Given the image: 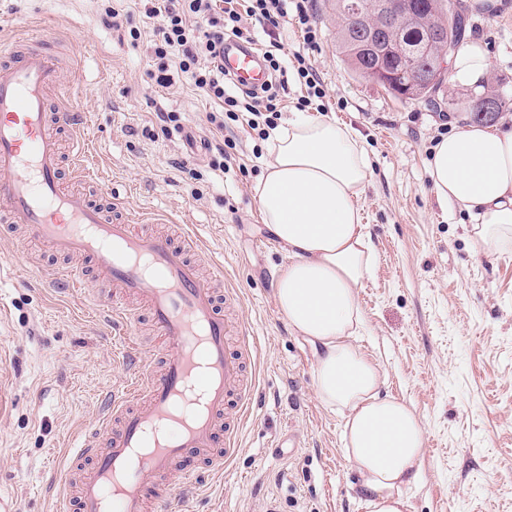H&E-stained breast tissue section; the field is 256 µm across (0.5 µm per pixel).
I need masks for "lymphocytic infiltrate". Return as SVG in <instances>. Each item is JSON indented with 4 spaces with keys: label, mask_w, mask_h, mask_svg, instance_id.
Wrapping results in <instances>:
<instances>
[{
    "label": "lymphocytic infiltrate",
    "mask_w": 512,
    "mask_h": 512,
    "mask_svg": "<svg viewBox=\"0 0 512 512\" xmlns=\"http://www.w3.org/2000/svg\"><path fill=\"white\" fill-rule=\"evenodd\" d=\"M146 18L158 20L151 45L150 75L160 85L186 83L204 96L218 101L221 109L207 115L216 130L228 123L246 121L266 137L275 128L283 109V93L290 77H297L305 93L298 98L304 108L325 96L324 82L311 64L321 30L314 0H142ZM297 26L303 48L294 55L283 53L279 31ZM235 37L264 46V58L275 84L261 93L238 94L224 78L221 55L225 37Z\"/></svg>",
    "instance_id": "1"
}]
</instances>
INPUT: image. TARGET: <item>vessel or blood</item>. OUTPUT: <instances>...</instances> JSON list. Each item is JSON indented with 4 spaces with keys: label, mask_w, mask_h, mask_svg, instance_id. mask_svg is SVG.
Wrapping results in <instances>:
<instances>
[{
    "label": "vessel or blood",
    "mask_w": 512,
    "mask_h": 512,
    "mask_svg": "<svg viewBox=\"0 0 512 512\" xmlns=\"http://www.w3.org/2000/svg\"><path fill=\"white\" fill-rule=\"evenodd\" d=\"M53 44L47 35L35 44L19 36L0 46V232L21 224L54 255L98 259L96 281L124 333L126 368L99 427L66 452L77 470L72 489L60 492V512H168L177 490L199 477L184 468L188 457L220 471L238 451L251 338L240 330L242 349H230L219 301L235 295L217 287L222 263L202 276L190 258L200 249L192 233L175 238L116 218L97 173L63 182V164L81 168L89 144L79 114L65 107L74 82L63 78ZM224 76L246 90L270 73L258 47L229 38ZM140 307L169 347L163 364L134 335Z\"/></svg>",
    "instance_id": "vessel-or-blood-1"
}]
</instances>
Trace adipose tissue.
Segmentation results:
<instances>
[{
	"instance_id": "obj_1",
	"label": "adipose tissue",
	"mask_w": 512,
	"mask_h": 512,
	"mask_svg": "<svg viewBox=\"0 0 512 512\" xmlns=\"http://www.w3.org/2000/svg\"><path fill=\"white\" fill-rule=\"evenodd\" d=\"M450 69L454 82L477 88L490 59L472 41ZM268 151L254 193L288 257L276 280L278 308L294 332L323 348L315 394L344 420V450L359 475L365 512H408L406 491L419 480L426 454L423 421L386 392L382 366L355 342L364 324L358 290L375 258L360 206L368 156L352 128L303 111L271 131ZM430 177L440 202L473 214L472 232L486 251H512V126L473 124L442 137Z\"/></svg>"
}]
</instances>
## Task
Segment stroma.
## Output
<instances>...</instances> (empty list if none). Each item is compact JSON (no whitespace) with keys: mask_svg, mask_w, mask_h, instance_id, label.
<instances>
[{"mask_svg":"<svg viewBox=\"0 0 512 512\" xmlns=\"http://www.w3.org/2000/svg\"><path fill=\"white\" fill-rule=\"evenodd\" d=\"M109 5L129 15V27L106 23ZM316 18L321 113L355 130L370 160L361 204L376 264L359 290L360 343L383 363L387 392L412 403L426 431L410 512H512V253L477 246L468 214L443 207L428 174L435 143L469 120L472 91L444 85L441 95L460 109L443 119L424 102L395 100L341 61L328 0H316ZM44 25L74 57V108L123 216L189 225L223 262L239 296L230 316L255 339L257 391L240 450L220 476L179 489V498L190 512H363L343 420L315 395L318 350L276 304L287 258L253 194L270 159L265 140L238 123L216 131L206 121L212 100L150 78L158 24L141 17L137 0H0V40ZM467 36L488 51L489 87L512 83V0H496L487 14L469 9ZM165 113L179 116L180 129L168 128ZM227 139L238 166L223 174L209 162ZM66 264L0 237V499L13 512H55L54 470L95 429L104 395L124 375L111 315L89 299L95 261L81 260L87 282L73 295L46 284Z\"/></svg>","mask_w":512,"mask_h":512,"instance_id":"obj_1","label":"stroma"}]
</instances>
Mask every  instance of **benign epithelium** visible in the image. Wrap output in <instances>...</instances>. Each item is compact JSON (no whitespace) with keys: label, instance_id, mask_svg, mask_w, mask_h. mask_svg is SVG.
Segmentation results:
<instances>
[{"label":"benign epithelium","instance_id":"benign-epithelium-1","mask_svg":"<svg viewBox=\"0 0 512 512\" xmlns=\"http://www.w3.org/2000/svg\"><path fill=\"white\" fill-rule=\"evenodd\" d=\"M410 6L411 0H350L349 13L356 28L354 49L367 56L379 57L402 49V44L392 33L400 23L413 20ZM367 76L384 87L394 85L380 61L367 69ZM427 83V76L422 72L409 76L407 82L401 86L403 97L413 100L419 98Z\"/></svg>","mask_w":512,"mask_h":512}]
</instances>
